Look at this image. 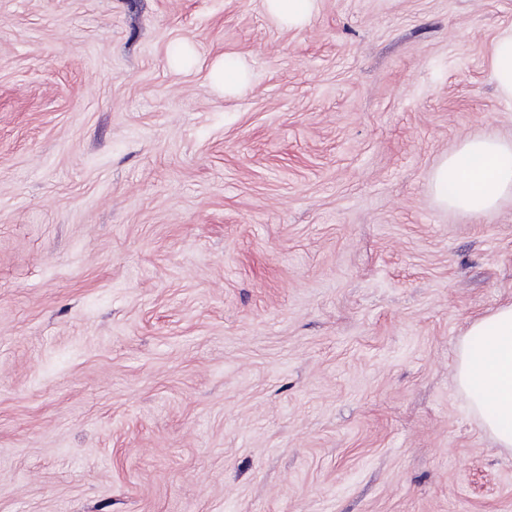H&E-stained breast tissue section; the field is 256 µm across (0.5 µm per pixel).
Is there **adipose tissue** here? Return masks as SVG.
I'll list each match as a JSON object with an SVG mask.
<instances>
[{"instance_id": "obj_1", "label": "adipose tissue", "mask_w": 512, "mask_h": 512, "mask_svg": "<svg viewBox=\"0 0 512 512\" xmlns=\"http://www.w3.org/2000/svg\"><path fill=\"white\" fill-rule=\"evenodd\" d=\"M438 202L474 214L512 196V143L472 136L443 157L432 179ZM456 385L482 429L512 452V303L473 319L456 349Z\"/></svg>"}]
</instances>
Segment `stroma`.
Listing matches in <instances>:
<instances>
[{
    "label": "stroma",
    "instance_id": "stroma-1",
    "mask_svg": "<svg viewBox=\"0 0 512 512\" xmlns=\"http://www.w3.org/2000/svg\"><path fill=\"white\" fill-rule=\"evenodd\" d=\"M512 0H0V512H512L455 384L512 302ZM248 83L213 81L225 59ZM268 10L286 27L301 26L311 17L315 0H265ZM493 74L501 96L512 99V29L504 30L496 39ZM438 202L483 214L512 196V143L496 136H472L443 157L432 179Z\"/></svg>",
    "mask_w": 512,
    "mask_h": 512
}]
</instances>
